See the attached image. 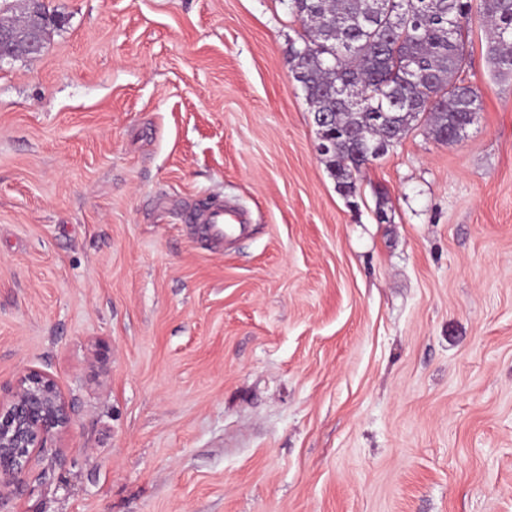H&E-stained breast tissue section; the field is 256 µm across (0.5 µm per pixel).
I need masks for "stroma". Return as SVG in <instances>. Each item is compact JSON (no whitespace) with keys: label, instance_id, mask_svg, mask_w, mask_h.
Instances as JSON below:
<instances>
[{"label":"stroma","instance_id":"obj_1","mask_svg":"<svg viewBox=\"0 0 512 512\" xmlns=\"http://www.w3.org/2000/svg\"><path fill=\"white\" fill-rule=\"evenodd\" d=\"M0 62V395L72 424L0 512H512V80L338 191L286 0H44ZM231 202L223 248L177 214ZM41 2V0L28 1L32 19L29 26L15 29H5L3 26L0 27V52L3 53L11 49H18L25 53L34 54L41 50L40 43L36 36L40 10L42 14L48 15L45 5Z\"/></svg>","mask_w":512,"mask_h":512}]
</instances>
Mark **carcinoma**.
Returning a JSON list of instances; mask_svg holds the SVG:
<instances>
[{"instance_id": "1", "label": "carcinoma", "mask_w": 512, "mask_h": 512, "mask_svg": "<svg viewBox=\"0 0 512 512\" xmlns=\"http://www.w3.org/2000/svg\"><path fill=\"white\" fill-rule=\"evenodd\" d=\"M306 24L291 60L315 112H328L336 153L328 167L340 192L360 171V148L399 143L423 123L438 140L476 120L481 104L462 74L466 32L473 19L486 30V56L496 75H512V0H288ZM349 84L359 110L336 103L330 92Z\"/></svg>"}]
</instances>
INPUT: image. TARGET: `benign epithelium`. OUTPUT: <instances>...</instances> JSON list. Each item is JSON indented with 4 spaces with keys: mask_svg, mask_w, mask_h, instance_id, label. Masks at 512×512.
<instances>
[{
    "mask_svg": "<svg viewBox=\"0 0 512 512\" xmlns=\"http://www.w3.org/2000/svg\"><path fill=\"white\" fill-rule=\"evenodd\" d=\"M41 0H28L31 23L27 27H0V52L18 49L34 54ZM318 127V152L325 156L336 146L332 118L314 113ZM68 402L55 379L39 370H28L16 381L7 398L0 397V500L14 494L29 473L35 457L48 441L71 426Z\"/></svg>",
    "mask_w": 512,
    "mask_h": 512,
    "instance_id": "7a95c632",
    "label": "benign epithelium"
}]
</instances>
